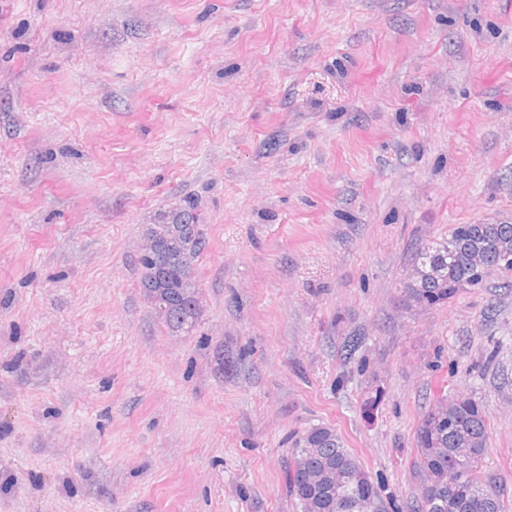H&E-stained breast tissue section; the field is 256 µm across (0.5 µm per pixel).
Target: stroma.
Segmentation results:
<instances>
[{
  "instance_id": "obj_1",
  "label": "stroma",
  "mask_w": 512,
  "mask_h": 512,
  "mask_svg": "<svg viewBox=\"0 0 512 512\" xmlns=\"http://www.w3.org/2000/svg\"><path fill=\"white\" fill-rule=\"evenodd\" d=\"M182 208L175 333L140 257ZM501 223L512 0H0V512H296L317 425L414 512L442 395L512 512V272L405 295L425 243ZM195 223V217L184 212L178 224H152L147 228V233L152 231L158 243L154 261L148 265L141 263V286L149 301L151 291L160 298L165 308L161 311L162 316L172 331L192 328L200 314V306L196 307L195 304L197 291L193 261L204 249L205 239L200 224ZM159 266L166 267L160 273L170 288H158L157 280L149 275V271L157 270Z\"/></svg>"
}]
</instances>
